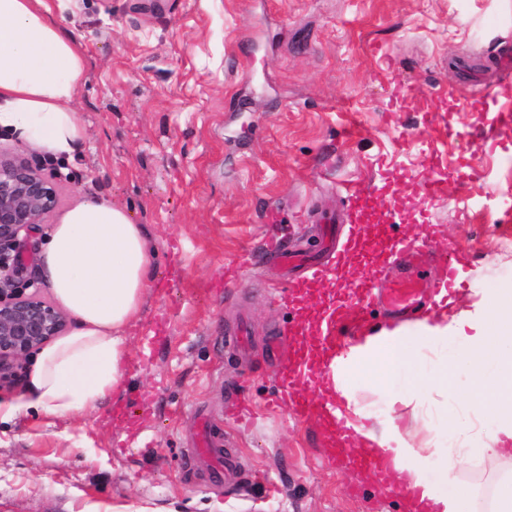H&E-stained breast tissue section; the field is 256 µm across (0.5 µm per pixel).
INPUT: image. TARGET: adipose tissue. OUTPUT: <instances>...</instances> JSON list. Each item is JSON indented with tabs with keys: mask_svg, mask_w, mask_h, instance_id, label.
Returning <instances> with one entry per match:
<instances>
[{
	"mask_svg": "<svg viewBox=\"0 0 512 512\" xmlns=\"http://www.w3.org/2000/svg\"><path fill=\"white\" fill-rule=\"evenodd\" d=\"M85 70L73 30L49 0H0V131L53 158H73L87 137L73 110ZM151 264L146 230L124 210L88 199L63 216L40 254L39 272L73 325L39 351L25 393L0 400V423L31 411L51 422L72 418L96 409L122 385L125 330L151 287ZM448 340L461 342L458 354L422 371L420 352ZM345 368L382 386L406 373L413 398L429 389L448 391L457 372H465L477 391L463 394V402L491 421L478 426L451 419L447 431L478 439L483 451L512 456V291L452 317L434 313L366 337ZM357 433L360 446L391 460L410 490V512H475L468 488L443 489L465 465L464 453L416 442L394 418ZM426 454L442 461L437 480L423 475L419 462Z\"/></svg>",
	"mask_w": 512,
	"mask_h": 512,
	"instance_id": "1",
	"label": "adipose tissue"
}]
</instances>
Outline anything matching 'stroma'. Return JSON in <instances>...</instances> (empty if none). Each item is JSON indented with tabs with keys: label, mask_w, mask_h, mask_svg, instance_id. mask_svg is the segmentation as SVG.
Wrapping results in <instances>:
<instances>
[{
	"label": "stroma",
	"mask_w": 512,
	"mask_h": 512,
	"mask_svg": "<svg viewBox=\"0 0 512 512\" xmlns=\"http://www.w3.org/2000/svg\"><path fill=\"white\" fill-rule=\"evenodd\" d=\"M64 12L86 60L74 109L88 139L47 167L59 204L36 245L80 202L107 200L145 227L153 286L126 331L123 389L70 420L0 424V512H403L367 463L332 462L328 430L299 414L322 402L319 381L286 392L279 371L306 311L371 271L382 285L412 275L396 238L429 234L431 284L449 262L460 270L421 315L512 289L499 249L512 237V116L470 107L485 91L512 103V0H66ZM358 189L368 220L336 236L378 245L340 264L322 219L354 211ZM267 240L331 267L305 306L299 269ZM368 310L337 354L401 323L378 300ZM343 383L365 425L429 417L441 446L462 447L441 427L469 419L459 397L405 405V379ZM201 416L231 481L191 452ZM511 475L512 461L477 454L455 482L490 512Z\"/></svg>",
	"instance_id": "1"
}]
</instances>
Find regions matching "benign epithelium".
<instances>
[{
    "mask_svg": "<svg viewBox=\"0 0 512 512\" xmlns=\"http://www.w3.org/2000/svg\"><path fill=\"white\" fill-rule=\"evenodd\" d=\"M58 201L41 167L0 149V390L16 387L28 356L67 327L65 313L23 277L34 261L32 239Z\"/></svg>",
    "mask_w": 512,
    "mask_h": 512,
    "instance_id": "1",
    "label": "benign epithelium"
}]
</instances>
